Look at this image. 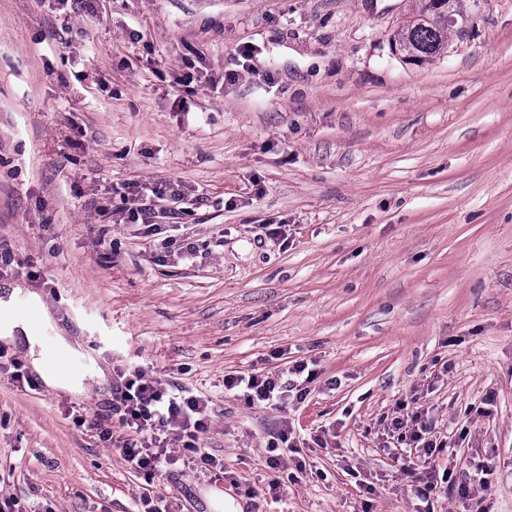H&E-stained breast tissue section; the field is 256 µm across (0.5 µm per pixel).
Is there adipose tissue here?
<instances>
[{
	"instance_id": "ef3b65f1",
	"label": "adipose tissue",
	"mask_w": 512,
	"mask_h": 512,
	"mask_svg": "<svg viewBox=\"0 0 512 512\" xmlns=\"http://www.w3.org/2000/svg\"><path fill=\"white\" fill-rule=\"evenodd\" d=\"M17 290L0 294V340L24 349L33 370L45 385L53 390H62L72 395L84 394L86 387L83 376L74 373L65 363L49 366V355L39 336L43 324L52 320V315L37 294H29V310L17 312L14 301Z\"/></svg>"
}]
</instances>
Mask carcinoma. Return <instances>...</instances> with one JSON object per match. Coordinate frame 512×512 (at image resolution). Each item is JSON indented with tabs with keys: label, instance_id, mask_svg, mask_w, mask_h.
<instances>
[{
	"label": "carcinoma",
	"instance_id": "1",
	"mask_svg": "<svg viewBox=\"0 0 512 512\" xmlns=\"http://www.w3.org/2000/svg\"><path fill=\"white\" fill-rule=\"evenodd\" d=\"M444 2L446 5L440 7L436 0H412L409 12L396 30V45L413 54L419 63L433 60L448 46L451 27L448 15L459 14L461 0Z\"/></svg>",
	"mask_w": 512,
	"mask_h": 512
}]
</instances>
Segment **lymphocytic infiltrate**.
<instances>
[{
  "mask_svg": "<svg viewBox=\"0 0 512 512\" xmlns=\"http://www.w3.org/2000/svg\"><path fill=\"white\" fill-rule=\"evenodd\" d=\"M224 389L242 397L248 405L277 407L283 406L292 391L278 375L253 373L225 375ZM112 409L119 414L124 428L135 436L133 442L122 448L125 461L134 468L150 473L163 472L171 462V449L176 447L188 451V463L220 467V460L202 452L199 446L201 435L208 428L204 400L176 393L141 370L115 386ZM391 427L398 431L408 430V443L417 449L413 456L402 454L395 448L391 449L390 455L402 471L415 475L422 485V494L452 484L456 485L458 495L465 499L488 494L489 477L493 473L491 465L478 466L457 484L452 481L451 469L439 467L436 455L447 447L448 442L437 431L428 409L419 407L394 417Z\"/></svg>",
  "mask_w": 512,
  "mask_h": 512,
  "instance_id": "1",
  "label": "lymphocytic infiltrate"
}]
</instances>
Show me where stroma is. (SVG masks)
Returning <instances> with one entry per match:
<instances>
[{
	"label": "stroma",
	"mask_w": 512,
	"mask_h": 512,
	"mask_svg": "<svg viewBox=\"0 0 512 512\" xmlns=\"http://www.w3.org/2000/svg\"><path fill=\"white\" fill-rule=\"evenodd\" d=\"M409 0H0V289L207 403L223 470L149 476L112 394L0 372V498L22 512H465L386 454L431 408L512 512V0H463L404 62ZM253 47L242 59V47ZM153 234L128 209L143 184ZM265 224H283L272 239ZM194 252L179 258L183 243ZM319 378L276 410L235 371ZM296 460L266 463L282 421Z\"/></svg>",
	"instance_id": "35a3bbf8"
}]
</instances>
